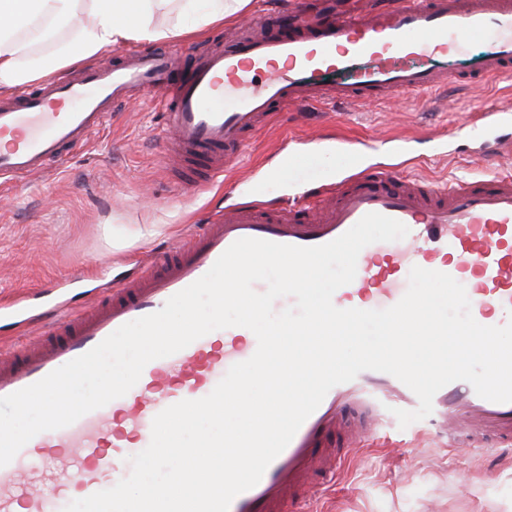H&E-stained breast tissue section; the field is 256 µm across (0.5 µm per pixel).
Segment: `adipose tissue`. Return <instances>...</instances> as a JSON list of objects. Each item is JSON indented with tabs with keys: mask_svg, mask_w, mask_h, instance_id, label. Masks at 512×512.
Instances as JSON below:
<instances>
[{
	"mask_svg": "<svg viewBox=\"0 0 512 512\" xmlns=\"http://www.w3.org/2000/svg\"><path fill=\"white\" fill-rule=\"evenodd\" d=\"M252 0H185L196 12L195 29L224 22L243 12ZM164 0H0V93L47 80L56 71L125 45L170 38L156 14ZM71 31L81 52L68 45L46 56L29 52L28 35H56Z\"/></svg>",
	"mask_w": 512,
	"mask_h": 512,
	"instance_id": "1",
	"label": "adipose tissue"
}]
</instances>
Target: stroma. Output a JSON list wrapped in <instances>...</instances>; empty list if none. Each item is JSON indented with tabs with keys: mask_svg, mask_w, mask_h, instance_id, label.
Here are the masks:
<instances>
[{
	"mask_svg": "<svg viewBox=\"0 0 512 512\" xmlns=\"http://www.w3.org/2000/svg\"><path fill=\"white\" fill-rule=\"evenodd\" d=\"M487 108L512 110V77L477 89L291 106L252 137L229 181L242 197L252 180H265L269 201H278L300 190L284 156L314 152L335 175L343 139L378 143L361 160L369 170L393 167L432 182L478 179L494 170L485 154L497 143L479 130ZM159 122L151 100L119 108L64 165L0 187V306L22 298L50 306L54 285L71 280L68 303L81 307L223 208L226 183L196 194L162 169ZM389 140L404 143L405 155L386 148ZM380 437L387 447L365 449L317 496L313 512H512V455L450 446L424 420L402 428L388 419Z\"/></svg>",
	"mask_w": 512,
	"mask_h": 512,
	"instance_id": "35a3bbf8",
	"label": "stroma"
}]
</instances>
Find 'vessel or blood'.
I'll list each match as a JSON object with an SVG mask.
<instances>
[{"label":"vessel or blood","instance_id":"1","mask_svg":"<svg viewBox=\"0 0 512 512\" xmlns=\"http://www.w3.org/2000/svg\"><path fill=\"white\" fill-rule=\"evenodd\" d=\"M240 37L185 60L172 50L122 57L63 74L0 105V182L46 171L63 153L103 128L115 108L152 97L163 109V135L174 178L207 191L229 172L250 137L275 112L331 94L377 101L463 83L442 63L483 44L475 79L512 73V0H386L365 13L328 10L296 15L287 32L265 19ZM342 179L306 182L298 199L268 205L263 181L249 198L225 206L177 240L158 268L108 286L90 310L58 309L36 326L37 344L9 352L0 366V397L41 380L88 352L122 325L159 311L213 266L235 241L255 238L301 247L329 243L369 213L402 222L403 239L362 249L354 280L333 295L335 307L379 310L407 288L400 270H436L461 283L474 319L501 326L512 318V174L467 181L399 184L393 171L366 173L346 160ZM243 327L213 331L181 351L149 362L124 396L73 424L34 436L0 467V512H63L75 499L113 487L131 473L130 457L151 441L154 417L211 393L229 368L248 360ZM416 395L392 375L365 371L334 386L304 421L259 483L236 496L229 512H306L324 487L369 446L388 406L414 408ZM439 436L512 446V403L479 397L465 381L433 398Z\"/></svg>","mask_w":512,"mask_h":512}]
</instances>
